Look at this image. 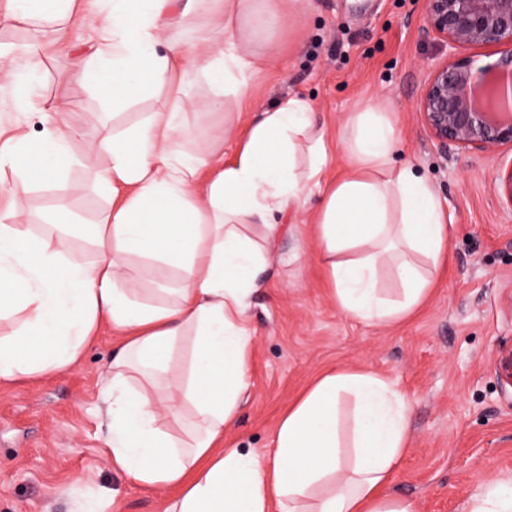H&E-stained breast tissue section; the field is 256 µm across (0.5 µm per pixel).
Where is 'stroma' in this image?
<instances>
[{
	"label": "stroma",
	"instance_id": "stroma-1",
	"mask_svg": "<svg viewBox=\"0 0 512 512\" xmlns=\"http://www.w3.org/2000/svg\"><path fill=\"white\" fill-rule=\"evenodd\" d=\"M424 0H309L299 22L278 32L276 53L249 76L245 101L229 102L227 116L212 109L202 75L188 73L192 101L186 145L208 153L221 124L242 129L259 110L290 94L308 97L325 131V168L346 171L342 133L351 112L366 102L391 104L400 142L396 164H411L436 190L448 213V258L422 306L408 319L367 325L336 304L315 247V209L280 219L261 274L263 288L249 300L255 334L252 378L226 443L264 453L282 413L320 374L369 369L391 381L411 404L409 448L394 474V495L419 512H468L491 479L512 478V387L499 379L494 357L512 344V207L496 193L499 169L512 147L490 152L441 148L424 127L418 104L432 68L448 56L423 32ZM57 36L50 25L0 22V44L37 45L29 75L35 91L17 105L0 89V126L38 137L60 83L84 135L77 162L60 181L33 188L26 222L44 229V216L65 206L75 217L62 226L63 249L86 262L97 257L89 227L110 198L89 180L105 166L106 128L124 129L152 112L141 100L102 123L90 84L66 81L98 35L74 15ZM120 339L103 330L71 369L0 385V512H81L91 501L107 512H164L174 490L145 488L115 471L107 454L106 405L99 394Z\"/></svg>",
	"mask_w": 512,
	"mask_h": 512
}]
</instances>
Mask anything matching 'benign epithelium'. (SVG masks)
Masks as SVG:
<instances>
[{
    "label": "benign epithelium",
    "mask_w": 512,
    "mask_h": 512,
    "mask_svg": "<svg viewBox=\"0 0 512 512\" xmlns=\"http://www.w3.org/2000/svg\"><path fill=\"white\" fill-rule=\"evenodd\" d=\"M424 33L455 54L512 43V0H425ZM418 109L430 136L444 149L453 144L487 152L512 145V53L481 68L468 56L435 66ZM495 189L512 206V163L497 173ZM494 366L500 380L512 386V347H500Z\"/></svg>",
    "instance_id": "benign-epithelium-1"
}]
</instances>
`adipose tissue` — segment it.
<instances>
[{
	"label": "adipose tissue",
	"instance_id": "1",
	"mask_svg": "<svg viewBox=\"0 0 512 512\" xmlns=\"http://www.w3.org/2000/svg\"><path fill=\"white\" fill-rule=\"evenodd\" d=\"M175 1L194 43L165 34L161 15ZM98 2L86 20L101 43L81 73L98 79L113 109L145 97L159 107L103 140L109 162L92 179L112 206L93 227L99 256L90 263L24 222L31 184L62 176L75 160L81 129L66 94L38 139L14 135L0 148V171L24 174L0 183L9 199L0 208V322L11 324L0 335V383L74 367L108 327L123 337L102 386L108 455L134 482L176 490L168 512H417L388 489L407 450L411 407L371 370L318 376L281 417L267 453L224 443L251 383L247 310L265 263L252 226L274 236L278 214L321 194L317 247L336 303L367 324L411 316L448 255V216L434 188L413 166L393 164L391 108L369 102L352 113L349 174L329 185L327 143L311 102L297 94L246 130L220 128L209 153L188 151L184 76L202 74L224 111L276 50L256 48L260 34L295 22L307 0ZM79 8L80 0H0V18L55 23ZM133 256L180 271L173 301L144 298L125 272ZM386 265L402 285L394 300L379 288Z\"/></svg>",
	"mask_w": 512,
	"mask_h": 512
}]
</instances>
